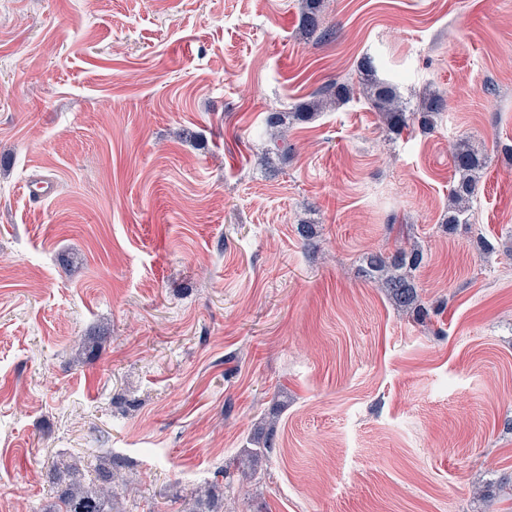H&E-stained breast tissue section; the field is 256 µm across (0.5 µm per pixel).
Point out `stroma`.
Listing matches in <instances>:
<instances>
[{
	"label": "stroma",
	"instance_id": "1",
	"mask_svg": "<svg viewBox=\"0 0 512 512\" xmlns=\"http://www.w3.org/2000/svg\"><path fill=\"white\" fill-rule=\"evenodd\" d=\"M322 15L316 41L299 0H0V512H48L60 456L120 462L115 512L205 483L217 512L512 505V0ZM366 57L408 109L443 94L432 132L387 129ZM333 82L269 153L265 113ZM464 139L487 165L450 228ZM413 243L423 324L365 274ZM350 93L348 87L337 85L336 82L332 83L317 92L308 102L299 105L297 112H293V117H296L298 120H312L327 105H340L346 102L350 98Z\"/></svg>",
	"mask_w": 512,
	"mask_h": 512
}]
</instances>
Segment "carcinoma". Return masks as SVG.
<instances>
[{"instance_id": "1", "label": "carcinoma", "mask_w": 512, "mask_h": 512, "mask_svg": "<svg viewBox=\"0 0 512 512\" xmlns=\"http://www.w3.org/2000/svg\"><path fill=\"white\" fill-rule=\"evenodd\" d=\"M301 29L311 38L323 39L329 35V29L322 26L320 19V0H303ZM360 67L368 76L367 98L389 130L398 133L411 122L418 124L424 131L434 129L436 117L447 107L442 95L435 92L428 94L423 97L421 105L415 111L409 112L402 105L393 84L373 78L374 65L371 59H364ZM349 98L348 87L332 83L317 92L308 102L299 105L294 117L311 120L325 107L340 105ZM287 119V113L279 110L267 112L264 118L270 142L281 154L288 152ZM452 162L455 180L449 191L444 223L466 224L469 221V203L477 191L481 172L486 166V157L469 141L462 140L452 152ZM422 260L420 250L413 248L406 251L401 248L392 257L381 253L372 255L367 263L368 275L382 281L384 287L388 288L393 303L400 308L414 309L419 317L427 316V312L418 305V293L412 272L419 268ZM53 472L56 480V503L51 512H113L116 484L122 481L117 467L100 471L95 478L89 480L86 473L77 466L58 460L53 465ZM210 498V488L198 486L184 500L181 512H211L206 508L210 504Z\"/></svg>"}]
</instances>
